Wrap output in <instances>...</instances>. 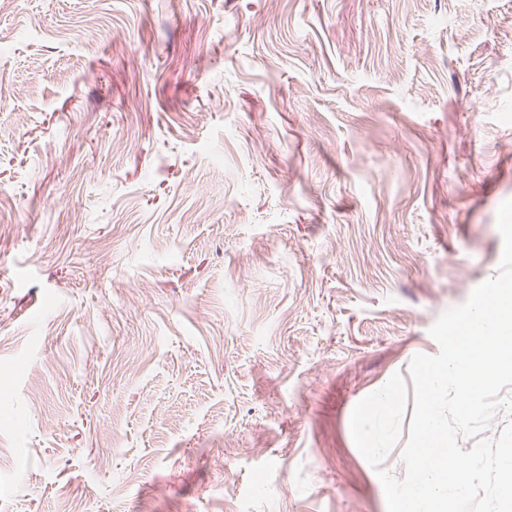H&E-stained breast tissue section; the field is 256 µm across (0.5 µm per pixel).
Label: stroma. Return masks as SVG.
Listing matches in <instances>:
<instances>
[{
	"label": "stroma",
	"mask_w": 512,
	"mask_h": 512,
	"mask_svg": "<svg viewBox=\"0 0 512 512\" xmlns=\"http://www.w3.org/2000/svg\"><path fill=\"white\" fill-rule=\"evenodd\" d=\"M508 199L512 0H0V512H387Z\"/></svg>",
	"instance_id": "stroma-1"
}]
</instances>
